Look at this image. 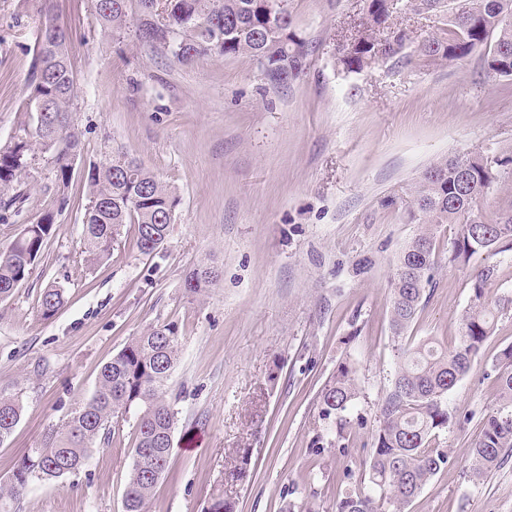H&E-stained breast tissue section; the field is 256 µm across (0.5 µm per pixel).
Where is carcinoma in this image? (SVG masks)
Listing matches in <instances>:
<instances>
[{"instance_id":"carcinoma-1","label":"carcinoma","mask_w":512,"mask_h":512,"mask_svg":"<svg viewBox=\"0 0 512 512\" xmlns=\"http://www.w3.org/2000/svg\"><path fill=\"white\" fill-rule=\"evenodd\" d=\"M101 31L112 37L134 30L136 39L165 51L180 63L203 56L247 55L260 65L273 86L299 78L308 55L297 33L288 0H94ZM426 11L448 14V33L418 39L405 28L388 24L385 0H365V13L354 37L336 47L344 69L359 72L403 54L416 45L417 56L434 63L462 60L483 49L488 71L512 80V0H420ZM70 34L53 16H45L35 38L30 92L19 132L0 147V193L20 183L38 159L52 165L58 191L68 188L80 158V138L73 113L79 96L69 53ZM497 156L458 154L437 160L413 186L410 223L420 225L390 280L389 325L399 338L413 322L438 262V227L454 228L448 239L453 261H466L480 250L512 245V211L488 221L476 209L478 199L499 184ZM89 203L84 215L81 253L90 263L112 255L127 224L134 226L136 246L145 256L159 253L170 235L177 200L160 178L120 148L85 167ZM54 214L21 227L0 248V298L14 293L41 258L54 233ZM217 267L201 264L186 276L191 296L215 285ZM496 269L475 276L471 304L459 323V342L451 350L422 343L399 348V364L384 397L369 461V490L348 492L336 512H404L406 506L448 463V449L436 433L448 427L445 404L468 372L499 314L512 310V295L494 301L487 286ZM65 305V288L51 285L39 297L43 318ZM181 342L174 327L155 326L134 337L101 368L91 398L61 426L50 429L40 447L13 464L0 482V501L16 500L28 483L60 478L83 468L91 448L109 442L114 419L135 414L133 467L126 490L127 512H147L154 488L166 470L177 412L167 382ZM498 405L487 415L482 436L468 449L474 478L483 477L512 452V346L496 360ZM357 396L356 370L340 365L320 395L321 413L334 419L338 435L349 421L346 412ZM19 399L0 394V442L20 421Z\"/></svg>"}]
</instances>
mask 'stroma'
<instances>
[{"mask_svg": "<svg viewBox=\"0 0 512 512\" xmlns=\"http://www.w3.org/2000/svg\"><path fill=\"white\" fill-rule=\"evenodd\" d=\"M47 6L73 32L81 160L65 206L42 163L21 186L19 215L0 223L1 247L19 225L55 213L29 279L0 300V393L23 406L0 442V477L91 397L113 354L169 324L182 342L168 381L177 423L150 512H205L219 489L234 512H285L291 502L335 512L345 491L366 486L399 347L457 345L485 266L496 268L489 298L512 293V250L451 262L443 226L427 302L402 337L389 328V281L417 231L412 183L439 157L512 158V87L479 52L345 72L335 47L356 33L364 0H292L309 55L281 88L246 56L181 64L134 36H104L93 0ZM40 21L22 0H0V145L18 128ZM392 22L427 38L445 32L448 16L402 0ZM118 146L174 191L175 220L160 254L141 255L128 225L111 258L91 265L81 252L84 165ZM202 263L222 278L187 295L184 277ZM55 282L67 302L46 320L38 299ZM509 346L512 312L449 393L451 419L438 433L449 460L406 512H512V453L479 480L467 454L499 401L494 362ZM344 362L358 368V397L341 436L322 419L320 394ZM134 441L133 421L120 423L79 472L32 480L0 512H126Z\"/></svg>", "mask_w": 512, "mask_h": 512, "instance_id": "obj_1", "label": "stroma"}]
</instances>
